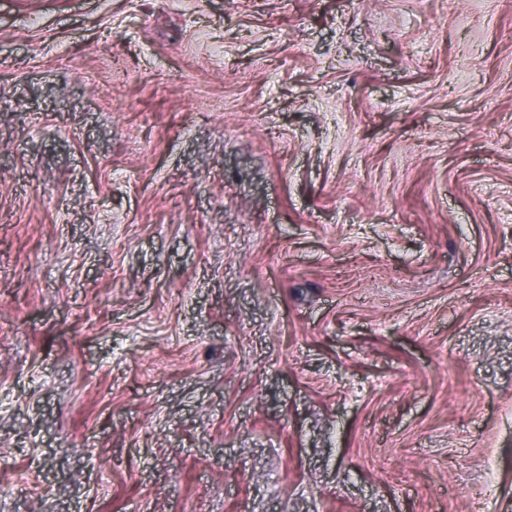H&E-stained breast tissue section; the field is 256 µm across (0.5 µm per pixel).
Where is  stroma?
<instances>
[{"label": "stroma", "mask_w": 512, "mask_h": 512, "mask_svg": "<svg viewBox=\"0 0 512 512\" xmlns=\"http://www.w3.org/2000/svg\"><path fill=\"white\" fill-rule=\"evenodd\" d=\"M0 512H512V0H0Z\"/></svg>", "instance_id": "35a3bbf8"}]
</instances>
